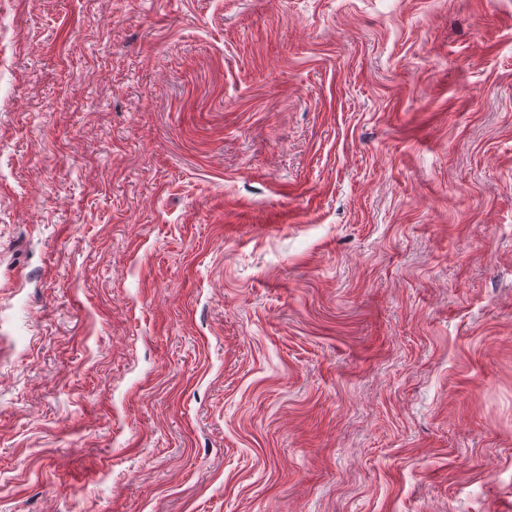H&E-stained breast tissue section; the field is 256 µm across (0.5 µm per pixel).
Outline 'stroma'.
Returning <instances> with one entry per match:
<instances>
[{
    "label": "stroma",
    "instance_id": "obj_1",
    "mask_svg": "<svg viewBox=\"0 0 512 512\" xmlns=\"http://www.w3.org/2000/svg\"><path fill=\"white\" fill-rule=\"evenodd\" d=\"M0 512H512V0H0Z\"/></svg>",
    "mask_w": 512,
    "mask_h": 512
}]
</instances>
